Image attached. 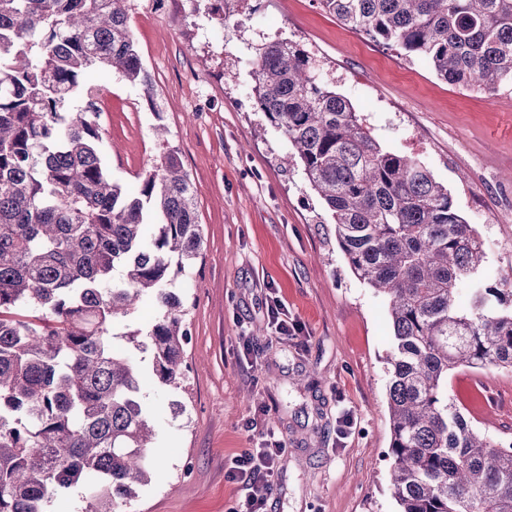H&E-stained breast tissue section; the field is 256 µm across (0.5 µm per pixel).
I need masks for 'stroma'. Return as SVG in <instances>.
Wrapping results in <instances>:
<instances>
[{
	"mask_svg": "<svg viewBox=\"0 0 512 512\" xmlns=\"http://www.w3.org/2000/svg\"><path fill=\"white\" fill-rule=\"evenodd\" d=\"M211 0H133L131 27L153 94L93 70L105 162L134 190L169 141L196 188L203 246L176 279L189 343L186 393L150 375L151 357L118 340L145 369L141 395L161 454L150 485L125 512H228L241 487L225 466L251 447L252 426L284 444L267 512H396L385 484L386 355L382 296L348 267L330 215L263 122L249 93L255 47L293 39L321 61L388 151L415 156L476 228L481 274L512 285V91L492 95L438 78L354 32L317 0H260L252 15L213 18ZM237 59L236 68L226 66ZM281 304L302 331L281 335ZM472 371L448 391L476 425L512 443V372ZM183 399L185 415L171 403Z\"/></svg>",
	"mask_w": 512,
	"mask_h": 512,
	"instance_id": "35a3bbf8",
	"label": "stroma"
}]
</instances>
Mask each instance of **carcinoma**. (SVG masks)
Returning <instances> with one entry per match:
<instances>
[{
    "label": "carcinoma",
    "mask_w": 512,
    "mask_h": 512,
    "mask_svg": "<svg viewBox=\"0 0 512 512\" xmlns=\"http://www.w3.org/2000/svg\"><path fill=\"white\" fill-rule=\"evenodd\" d=\"M222 16L256 11L217 0ZM346 27L440 79L512 89V0H318ZM131 0H0V512H46L79 483L88 512H122L162 457L141 399L151 355L186 391L188 341L172 290L203 244L193 182L168 147L135 192L103 162L86 70L149 87ZM251 97L334 221L354 275L388 302L397 512H512V443L448 397L460 369L512 371V288L478 278L485 253L448 188L384 149L297 42L255 48ZM161 318L114 332L143 299Z\"/></svg>",
    "instance_id": "carcinoma-1"
}]
</instances>
